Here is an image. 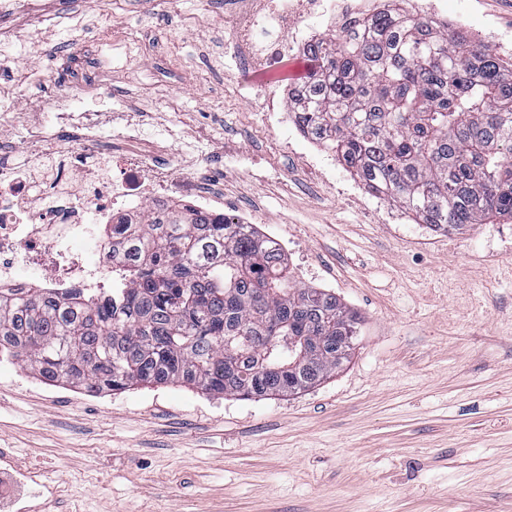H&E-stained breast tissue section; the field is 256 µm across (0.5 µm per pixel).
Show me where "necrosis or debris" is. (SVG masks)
I'll return each instance as SVG.
<instances>
[{"instance_id": "necrosis-or-debris-1", "label": "necrosis or debris", "mask_w": 512, "mask_h": 512, "mask_svg": "<svg viewBox=\"0 0 512 512\" xmlns=\"http://www.w3.org/2000/svg\"><path fill=\"white\" fill-rule=\"evenodd\" d=\"M373 7L372 0H246L235 11L224 54L240 67L268 70L291 49L331 36ZM312 19L319 28L309 27ZM49 153L55 165L45 181L25 169H0V288L100 287L112 269V236L97 225L140 223L145 203H175L218 224L254 221L244 206L225 213L223 197L203 190L195 169L153 161L129 140L104 150L86 135Z\"/></svg>"}]
</instances>
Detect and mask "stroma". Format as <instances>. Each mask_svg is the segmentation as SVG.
<instances>
[{
	"mask_svg": "<svg viewBox=\"0 0 512 512\" xmlns=\"http://www.w3.org/2000/svg\"><path fill=\"white\" fill-rule=\"evenodd\" d=\"M15 0L0 45V164L50 178L32 130L76 91L100 141L196 162L225 206L295 241L302 284L360 318L353 353L315 388L261 400L175 385L91 394L0 357V467L23 512H512V219L448 234L386 224L389 201L339 194L282 136L265 73L224 61L227 0ZM470 34L512 35V0H444ZM49 104L28 111L30 97Z\"/></svg>",
	"mask_w": 512,
	"mask_h": 512,
	"instance_id": "stroma-1",
	"label": "stroma"
}]
</instances>
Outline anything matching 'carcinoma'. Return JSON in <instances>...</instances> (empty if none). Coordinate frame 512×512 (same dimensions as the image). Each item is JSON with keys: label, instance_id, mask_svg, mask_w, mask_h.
<instances>
[{"label": "carcinoma", "instance_id": "1", "mask_svg": "<svg viewBox=\"0 0 512 512\" xmlns=\"http://www.w3.org/2000/svg\"><path fill=\"white\" fill-rule=\"evenodd\" d=\"M403 2L306 48L307 75L288 89L301 131L418 224L511 219L512 64ZM112 236L110 288L0 290L1 355L91 393L244 398L314 387L349 359L357 316L293 282L254 225L173 209Z\"/></svg>", "mask_w": 512, "mask_h": 512}]
</instances>
